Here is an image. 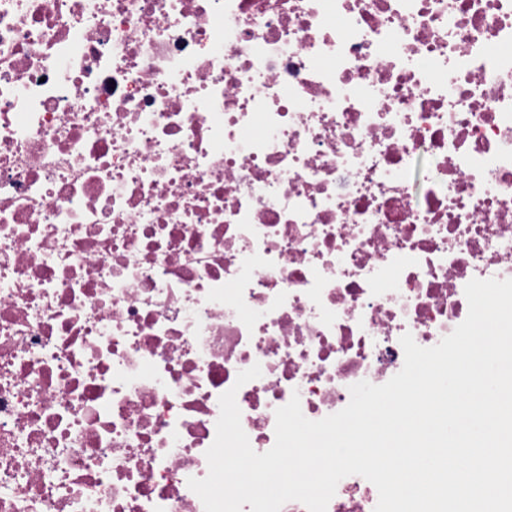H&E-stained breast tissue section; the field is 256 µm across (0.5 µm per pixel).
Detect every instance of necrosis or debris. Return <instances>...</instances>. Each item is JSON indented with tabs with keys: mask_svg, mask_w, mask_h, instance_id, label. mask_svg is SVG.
<instances>
[{
	"mask_svg": "<svg viewBox=\"0 0 512 512\" xmlns=\"http://www.w3.org/2000/svg\"><path fill=\"white\" fill-rule=\"evenodd\" d=\"M474 278L512 279V0H0V512H205L222 393L266 452Z\"/></svg>",
	"mask_w": 512,
	"mask_h": 512,
	"instance_id": "4bbe7bcc",
	"label": "necrosis or debris"
}]
</instances>
